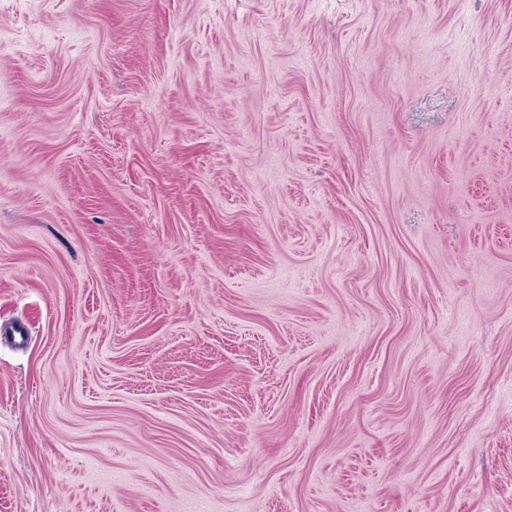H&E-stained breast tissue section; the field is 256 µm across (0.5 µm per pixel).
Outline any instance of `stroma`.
I'll list each match as a JSON object with an SVG mask.
<instances>
[{"instance_id": "35a3bbf8", "label": "stroma", "mask_w": 512, "mask_h": 512, "mask_svg": "<svg viewBox=\"0 0 512 512\" xmlns=\"http://www.w3.org/2000/svg\"><path fill=\"white\" fill-rule=\"evenodd\" d=\"M0 512H512V0H0Z\"/></svg>"}]
</instances>
